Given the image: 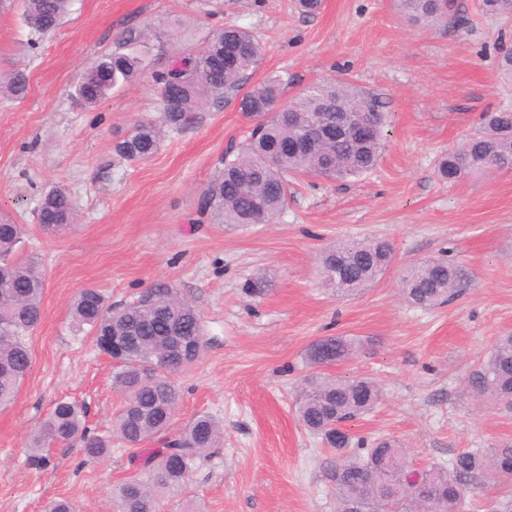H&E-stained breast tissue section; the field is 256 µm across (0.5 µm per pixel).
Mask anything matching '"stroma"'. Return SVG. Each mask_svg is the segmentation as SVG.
I'll return each mask as SVG.
<instances>
[{"label":"stroma","mask_w":512,"mask_h":512,"mask_svg":"<svg viewBox=\"0 0 512 512\" xmlns=\"http://www.w3.org/2000/svg\"><path fill=\"white\" fill-rule=\"evenodd\" d=\"M447 23L414 25L393 0H323L305 15L296 0H73L46 35L24 22L21 0H0V74L23 72L24 99L0 96V213L23 224L18 261L46 277L43 320L26 342L31 371L14 403L0 407V512H44L55 498L79 512H117L119 486L142 471L113 443L99 459L80 445L48 450L42 472L26 462L27 437L62 397L85 410L91 432L112 430L122 396L112 359L74 331L70 305L87 287L123 306L157 283L199 311L205 350L179 374L172 432L198 414L224 434L190 473L185 496L160 512H337L336 456L299 422L295 404L309 373L307 348L323 336L367 339L332 375L367 377L381 403L348 433L400 442L418 469L448 466L458 453L499 458L512 449V406L477 396L471 374L498 336L512 333V170L446 183L439 157L479 129L481 113L512 112V19L454 0ZM248 28L264 55L249 84L287 73L286 98L321 80L349 79L387 115L378 165L349 181L295 178L272 224L230 228L199 207L229 140L247 121L211 102L193 125L167 130L155 155L131 161L115 144L163 110L155 76L173 56L200 50L224 25ZM140 58L136 78L97 105L76 101L81 70L101 55ZM70 194L77 221L60 235L38 223L43 195ZM388 241L394 260L352 297L322 284L319 256L343 239ZM432 258L464 266L461 295L439 308L406 302V269ZM262 280L259 293L246 287ZM512 497V476L493 471L467 493L463 512H489Z\"/></svg>","instance_id":"1"}]
</instances>
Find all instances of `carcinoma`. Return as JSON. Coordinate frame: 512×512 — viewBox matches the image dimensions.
<instances>
[{
  "instance_id": "obj_1",
  "label": "carcinoma",
  "mask_w": 512,
  "mask_h": 512,
  "mask_svg": "<svg viewBox=\"0 0 512 512\" xmlns=\"http://www.w3.org/2000/svg\"><path fill=\"white\" fill-rule=\"evenodd\" d=\"M400 12L413 22H438L448 16L447 0H394ZM72 0H23V17L35 34L57 29L70 12ZM482 11L512 16V0H480ZM263 51L252 34L231 25L210 34L195 54H185L157 74L161 84H182L177 99L163 107L160 121L139 123L116 144V151L130 160L146 161L158 151L167 127L194 123L196 112L211 101L238 103L252 122L242 139L224 152L222 167L203 189V210L230 227L269 224L288 203V177L306 175L326 180H345L371 171L382 148L385 114L377 98L351 81H320L293 99L286 113L273 111L288 78L266 76L252 90L241 93L244 80L254 72ZM139 74V61L126 54L104 55L87 66L85 85L76 89L86 106L106 99L112 89ZM0 94L23 99L28 94L24 73L0 75ZM368 121L369 137L352 141L336 138L340 115L336 105ZM319 122L329 131L316 151L293 147ZM512 169V114L486 112L481 128L460 146L441 157L438 174L455 183L471 175ZM42 230L58 235L69 230L75 215L66 188L56 186L43 197L38 213ZM23 227L0 220V406L11 404L32 366L26 343L42 321L45 278L35 261L15 260ZM394 252L380 239L347 240L325 250L320 263L325 283L336 293L358 294L382 277ZM464 268L444 259L412 266L402 278L401 293L411 304L434 308L454 300L467 286ZM70 317L75 329L89 328L97 347L116 362L113 386L123 396L114 420L115 436L130 448L159 439L168 432L179 391L172 377L187 370L201 357L204 333L196 307L165 283L147 289L135 302L122 307L106 304L96 288L77 293ZM362 348L350 336H325L307 351L308 364L316 371L306 379L297 404L303 426L324 437L336 451L330 478L336 485L342 512H461L463 499L491 467L512 474V454L492 465L479 451L457 454L449 468L409 470L405 449L395 440H360L361 452L349 451L352 437L336 426L371 412L382 399L379 385L368 378H338L328 367L355 358ZM472 387L480 397L512 403V334L501 336L490 354L473 373ZM222 426L208 414L196 416L168 444L151 448L143 456L146 477L119 488V512H157L162 494L184 489L198 460L214 447ZM81 443L90 459L111 452L112 437L90 432L78 404L68 399L54 403L50 414L29 436L27 460L44 469L48 448L71 441Z\"/></svg>"
}]
</instances>
